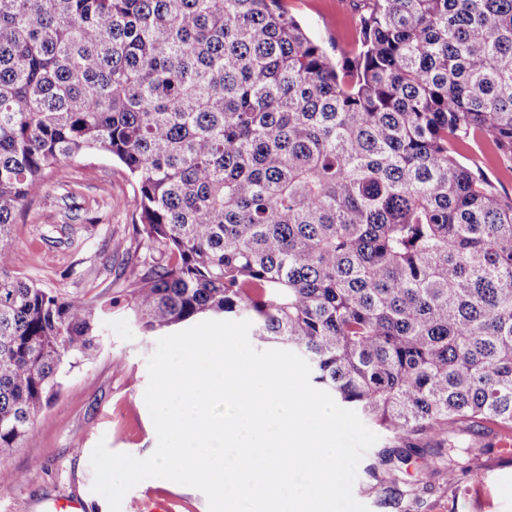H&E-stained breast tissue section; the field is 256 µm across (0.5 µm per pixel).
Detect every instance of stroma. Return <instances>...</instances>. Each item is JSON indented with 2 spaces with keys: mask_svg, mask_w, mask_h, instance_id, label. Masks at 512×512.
I'll return each mask as SVG.
<instances>
[{
  "mask_svg": "<svg viewBox=\"0 0 512 512\" xmlns=\"http://www.w3.org/2000/svg\"><path fill=\"white\" fill-rule=\"evenodd\" d=\"M285 2L328 53L352 49L357 0ZM458 153L463 163L480 166L501 194L512 196V172L489 138L460 145ZM134 209V181L124 166L95 153L51 168L32 204L16 216L14 270L62 296L97 300L107 311L98 350L66 374L60 395L40 414L31 439L0 461V512H47L54 500L74 494L83 512H108L105 499L91 490L90 455L97 442L139 458L157 446L144 391L147 360L158 338L141 333L123 309L110 305L127 285L109 262L111 250L140 261L151 257L135 231ZM501 435L493 424L461 432L482 480L452 483L445 474L435 475L404 499L405 512H512V456L501 453ZM169 489L176 494L173 512H208L201 491L173 488L161 479L144 480L130 490L121 512H140L148 491Z\"/></svg>",
  "mask_w": 512,
  "mask_h": 512,
  "instance_id": "stroma-1",
  "label": "stroma"
}]
</instances>
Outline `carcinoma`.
I'll list each match as a JSON object with an SVG mask.
<instances>
[{
    "label": "carcinoma",
    "instance_id": "carcinoma-1",
    "mask_svg": "<svg viewBox=\"0 0 512 512\" xmlns=\"http://www.w3.org/2000/svg\"><path fill=\"white\" fill-rule=\"evenodd\" d=\"M333 59L282 0H0V460L97 347L104 306L11 270L47 169L89 151L136 181L121 257L145 334L236 316L395 446L400 507L472 472L448 432H512V198L454 147L512 165V0H363Z\"/></svg>",
    "mask_w": 512,
    "mask_h": 512
}]
</instances>
